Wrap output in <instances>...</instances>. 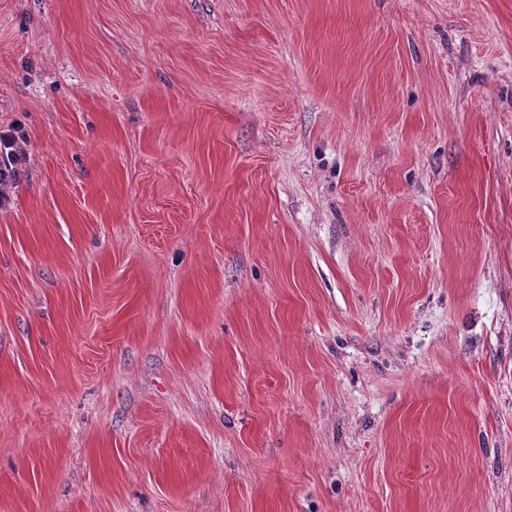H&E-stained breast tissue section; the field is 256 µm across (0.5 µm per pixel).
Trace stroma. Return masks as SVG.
Returning <instances> with one entry per match:
<instances>
[{
    "label": "stroma",
    "mask_w": 512,
    "mask_h": 512,
    "mask_svg": "<svg viewBox=\"0 0 512 512\" xmlns=\"http://www.w3.org/2000/svg\"><path fill=\"white\" fill-rule=\"evenodd\" d=\"M0 512H512V0H0ZM25 163V150L16 137L0 135V205L8 199L7 191L19 180Z\"/></svg>",
    "instance_id": "obj_1"
}]
</instances>
